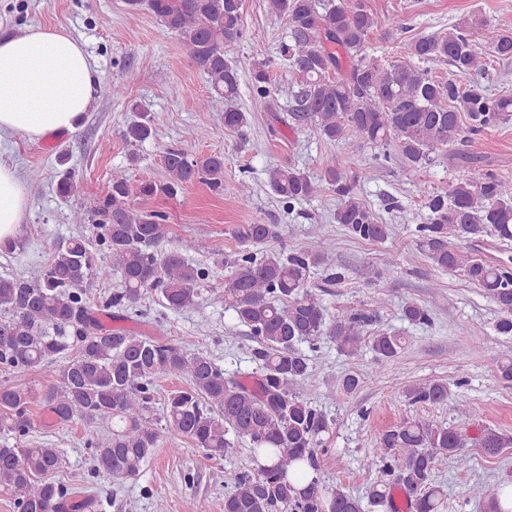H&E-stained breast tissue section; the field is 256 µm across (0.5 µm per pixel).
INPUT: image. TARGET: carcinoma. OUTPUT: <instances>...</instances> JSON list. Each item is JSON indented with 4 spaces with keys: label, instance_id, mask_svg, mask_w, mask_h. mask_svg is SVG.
I'll list each match as a JSON object with an SVG mask.
<instances>
[{
    "label": "carcinoma",
    "instance_id": "carcinoma-1",
    "mask_svg": "<svg viewBox=\"0 0 512 512\" xmlns=\"http://www.w3.org/2000/svg\"><path fill=\"white\" fill-rule=\"evenodd\" d=\"M150 12L187 47L211 93L224 99V128L246 123L237 103L239 68L227 57L228 45L241 35L244 0H147ZM268 9L286 18L289 43L285 59L300 77L289 109L290 118L312 124L323 139L346 141L354 149L395 143L410 168L429 165L456 153L466 138L512 116V97L486 93L479 77L486 64L473 35L481 37L491 56L512 59V29L501 28L473 14L447 32L416 37L409 55L419 61L368 59V39L378 28L364 0H267ZM445 61L461 83L433 76L427 64ZM267 62L252 70L253 86L267 93ZM136 120L122 131L137 146L153 137L147 113L136 103ZM166 179L145 180L131 190L126 175L111 174L108 192L92 213H73V222H91L95 242L81 237L51 242L49 261L29 275L0 276V372L19 374L56 364L57 378L39 388L0 382V429L20 437L30 429L32 409L48 412L58 425L74 421L97 425L106 438L90 443L93 471L126 481L162 447L171 431L222 458L236 442L249 444L254 466L224 471V512H397L395 493L407 496L408 512H447L448 497L433 482L439 458L461 466V430L428 420H403L376 436L383 456L367 501L326 483L320 476L318 452L325 450L333 421L318 408L306 386L310 359L299 348L326 336L337 350L353 357L366 327L385 308L383 299L365 313L326 319V308L308 289L314 271L328 259L332 240L316 230L315 244L284 253L269 247L278 236L272 224H241L233 234L244 249L231 262L224 282V304L234 312L258 344L259 373L251 380L226 376L209 355L180 345L141 336L127 328H108L113 311L138 308L151 293L174 312L200 305L201 287L210 271L195 265L190 253L198 245L184 239L165 249L168 216L133 208L134 194L144 200L173 197L192 183L217 195H237L224 180V155L189 156L168 150ZM271 190L288 201L301 202L332 190L341 200L334 221L346 234L364 242H382L389 225L380 222L354 192L347 170L336 163L316 178L294 168L270 170ZM77 183L66 172L56 187L69 199ZM425 222L415 227L417 246L436 268L461 271L499 310L495 330L512 336V258L491 262L463 259L461 248L486 237L512 243V184L492 173L457 178L448 190L424 195ZM120 274L122 288L94 304L87 285ZM403 320L429 322V310L416 303L402 308ZM376 359L392 361L405 349L396 332L369 337ZM185 378L187 386L160 391L163 378ZM412 405H441L448 385L429 381L405 390ZM161 405L160 416L154 404ZM473 447L484 457H497L512 447V435L491 428L479 430ZM58 449L43 444L0 445V487L13 497L16 512H58L67 489L47 478L58 468ZM485 512H512L500 504L499 490L473 488Z\"/></svg>",
    "mask_w": 512,
    "mask_h": 512
}]
</instances>
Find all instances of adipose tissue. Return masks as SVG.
Segmentation results:
<instances>
[{"label":"adipose tissue","mask_w":512,"mask_h":512,"mask_svg":"<svg viewBox=\"0 0 512 512\" xmlns=\"http://www.w3.org/2000/svg\"><path fill=\"white\" fill-rule=\"evenodd\" d=\"M99 87L84 43L64 29L33 24L0 38V135L76 132ZM26 205L16 169L0 161V246L12 241Z\"/></svg>","instance_id":"adipose-tissue-1"}]
</instances>
